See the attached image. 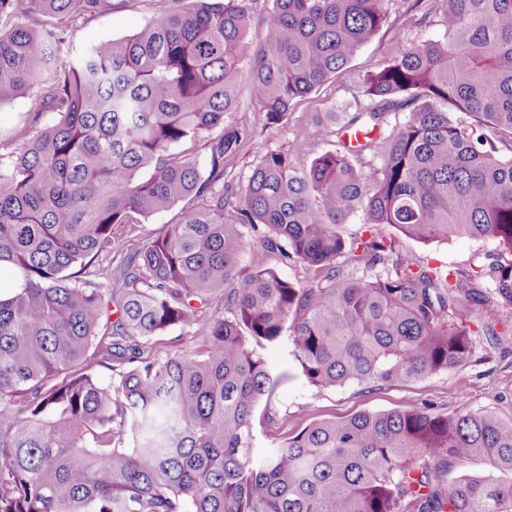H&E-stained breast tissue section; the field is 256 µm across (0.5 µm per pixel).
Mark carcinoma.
Listing matches in <instances>:
<instances>
[{
    "mask_svg": "<svg viewBox=\"0 0 512 512\" xmlns=\"http://www.w3.org/2000/svg\"><path fill=\"white\" fill-rule=\"evenodd\" d=\"M132 2L0 0V105L36 101L0 131V271L21 282L0 298V512H512V421L415 406L290 434L273 408L295 377L372 391L459 368L475 336L508 334L512 0H442L437 38L360 76L354 112L308 127L306 141L336 128L334 149L302 170L267 150L244 181L225 171L248 137L226 122L242 84L280 124L395 0H262L268 40L252 51L257 0H149L137 33L61 56L68 29ZM357 130L378 137L343 139ZM199 141L203 162L180 149ZM176 207L125 248V227ZM359 211L347 240L337 227ZM383 224L497 249L465 271L394 262ZM260 230L266 247L249 249ZM268 249L307 280L280 277ZM215 302L229 316L204 319ZM473 311L477 327L453 322ZM173 327L202 344L160 353ZM273 344L295 371L269 370ZM473 459L495 473L452 475Z\"/></svg>",
    "mask_w": 512,
    "mask_h": 512,
    "instance_id": "obj_1",
    "label": "carcinoma"
}]
</instances>
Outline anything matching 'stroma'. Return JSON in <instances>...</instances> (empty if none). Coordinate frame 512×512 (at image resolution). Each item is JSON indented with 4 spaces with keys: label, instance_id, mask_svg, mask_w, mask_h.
<instances>
[{
    "label": "stroma",
    "instance_id": "obj_1",
    "mask_svg": "<svg viewBox=\"0 0 512 512\" xmlns=\"http://www.w3.org/2000/svg\"><path fill=\"white\" fill-rule=\"evenodd\" d=\"M440 8L441 0H426L424 10L411 11L405 0H397L388 24L356 54L348 68L316 93L299 101L280 124H267L249 93H242L237 111L227 114L226 120L246 129L249 137L240 152L228 161L227 172L236 178L248 176L260 153L269 149L292 153L295 164L300 167L308 165L318 154L333 149L336 137L332 134L303 142L302 136L314 115L354 111L360 75L381 68L407 43L437 36L438 25L422 23L421 16L423 11L435 14ZM148 15L145 0L131 7L115 8L78 25L70 38V46L79 51L133 34L142 28ZM495 247V241L465 236L430 243L405 238L400 243L399 255L433 266L463 269L476 254L492 251ZM422 403L441 413L450 414L466 408L489 411L511 420L512 335L504 337L495 347L477 341L471 361L461 369L415 382L387 383L373 391L355 383L319 390L298 378L280 388L278 406L288 413L289 430L297 431L316 420L363 411L401 410Z\"/></svg>",
    "mask_w": 512,
    "mask_h": 512
}]
</instances>
